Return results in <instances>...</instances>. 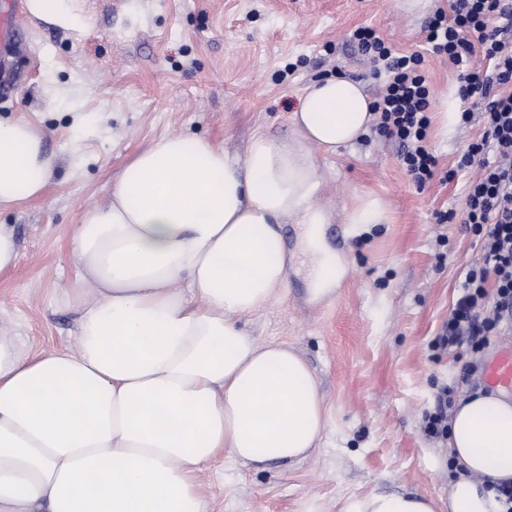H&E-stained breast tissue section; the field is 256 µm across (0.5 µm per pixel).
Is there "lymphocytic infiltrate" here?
<instances>
[{"label":"lymphocytic infiltrate","instance_id":"lymphocytic-infiltrate-1","mask_svg":"<svg viewBox=\"0 0 512 512\" xmlns=\"http://www.w3.org/2000/svg\"><path fill=\"white\" fill-rule=\"evenodd\" d=\"M434 53L458 69L457 94L465 108L462 123L481 112L484 131L445 174L476 166L479 175L466 187L463 211L448 210L440 223L466 224L482 239L447 319L433 340L438 350L467 347V379L481 377L484 361L498 337L512 333V6L505 0H448L425 27ZM372 73L388 81L372 103L374 130L397 142L401 166L418 188L437 171L428 143L432 88L420 52L400 54L373 29L354 33Z\"/></svg>","mask_w":512,"mask_h":512}]
</instances>
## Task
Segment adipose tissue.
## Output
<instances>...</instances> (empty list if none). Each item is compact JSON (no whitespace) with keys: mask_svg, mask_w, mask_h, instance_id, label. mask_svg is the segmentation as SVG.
<instances>
[{"mask_svg":"<svg viewBox=\"0 0 512 512\" xmlns=\"http://www.w3.org/2000/svg\"><path fill=\"white\" fill-rule=\"evenodd\" d=\"M300 137H252L245 166L203 138L163 137L134 154L83 215L76 348L23 356L0 336V512H206L197 473L218 452L240 465L300 463L327 412L306 362L240 324L288 286L291 221L311 260L308 293L347 275L325 241L318 152L360 139L375 119L361 85H309ZM54 160L32 125L0 121V210L40 197ZM92 289H84V282ZM448 499L376 492L340 512H504L512 482V400L470 393L448 419Z\"/></svg>","mask_w":512,"mask_h":512,"instance_id":"ef3b65f1","label":"adipose tissue"}]
</instances>
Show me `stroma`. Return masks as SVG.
Here are the masks:
<instances>
[{
	"label": "stroma",
	"instance_id": "stroma-1",
	"mask_svg": "<svg viewBox=\"0 0 512 512\" xmlns=\"http://www.w3.org/2000/svg\"><path fill=\"white\" fill-rule=\"evenodd\" d=\"M74 3L82 32L32 22L27 53L10 63L12 92L0 98V120L30 122L55 160L40 198L0 213L20 248L17 268L0 275V336L15 337L29 358L76 345L77 315L56 298L76 281L77 224L123 165L174 134L208 139L245 163L255 134L298 138L291 115L319 79L350 77L375 96L383 81L364 68L355 28L425 55L439 172L483 131L481 114L461 122L457 72L424 41L438 0L418 13L395 0ZM319 164L317 201L332 215L326 242L347 261L345 282L311 303L299 227L282 225L297 255L288 287L241 323L259 342L288 344L307 362L329 426L318 452L297 464L245 468L218 453L197 475L207 512H338L344 499L373 491L448 494V467L435 463L445 441L426 435L423 419L441 387L458 399L472 386L462 378L465 352H437L431 341L481 242L436 214L462 207L473 173L417 188L396 144L372 131ZM370 198L384 221L352 234L344 216Z\"/></svg>",
	"mask_w": 512,
	"mask_h": 512
}]
</instances>
